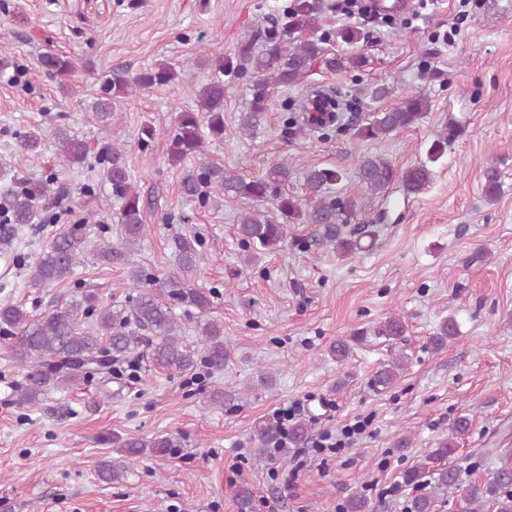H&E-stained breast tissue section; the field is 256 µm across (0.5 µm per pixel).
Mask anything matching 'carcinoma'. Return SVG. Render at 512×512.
Segmentation results:
<instances>
[{
	"instance_id": "obj_1",
	"label": "carcinoma",
	"mask_w": 512,
	"mask_h": 512,
	"mask_svg": "<svg viewBox=\"0 0 512 512\" xmlns=\"http://www.w3.org/2000/svg\"><path fill=\"white\" fill-rule=\"evenodd\" d=\"M334 8L327 0H289L266 17L255 38L242 42L235 52L218 61L215 74L209 83L202 86L197 97L200 109L183 112L171 137L169 158L179 161L190 154H199L205 144V135L220 138L224 135V77H238L251 73V100L247 111L240 114L239 126L243 133L251 134L261 123L267 103L279 86L293 85L301 81L317 64L329 71H345L360 68L365 63L361 54L328 55L323 47L324 38L314 36L323 13ZM39 64L48 74L68 76L75 63L67 57L50 51L40 55ZM175 77L172 67L161 65L129 79L121 73H114L105 79L104 96L93 102L91 109L101 129L112 131V98L128 94L134 87L146 89L169 83ZM428 109L423 95H410L401 103L385 112H377L370 118L357 114L348 124L353 135L362 139L387 137L419 122ZM342 129L336 117L316 112L306 115L291 108L284 120V136L295 137L318 130L325 136ZM462 125L451 121L435 135L426 150L425 159L403 170L396 169L380 156H364L357 164L356 175L359 183L375 195H386L393 185L400 186L407 196L426 190L432 183L435 164L446 153L450 143L459 133ZM53 146L57 156L66 165L85 163L89 149L87 142L64 128L55 131ZM100 176L111 185L112 196L122 201L118 223L121 224L122 247L108 242H89L81 232L80 225L74 224L62 230L51 244L29 267V280L34 286H44L62 281L72 275L81 264L84 255H92L107 262L126 259L130 249L140 241L145 232L144 212L141 197L134 188L126 166L124 153L119 146L108 143L98 155ZM288 164H272L261 177L246 178L230 172L221 166L200 163L199 172L182 179L181 191L187 198L204 201L207 190L224 193L229 199L270 201L279 212L283 223L277 224L256 210L239 216L238 234L249 248L259 253L272 252L288 241V225L310 224L314 227L312 240L336 248L351 255L365 249L362 244L363 231L360 228L347 230L350 223L348 211L352 202L340 200L336 185L343 179L341 170L334 167H310L304 173L307 194L314 199V205L304 208L303 203L283 191L287 182ZM485 196L497 199L501 174L491 163L484 166ZM54 182L34 180L20 175L16 169L0 172V237L10 239V227L14 224H32L39 212L47 213L45 222L58 218L55 208L59 207L54 198ZM176 253V267L179 272L160 281L141 267L132 269L130 280L141 288L131 307L114 312L109 306L100 304L93 293H84L73 302L58 307L41 318H32L21 306L0 305V334L11 336L15 341L10 346L9 359L28 368L26 384L16 391L14 402L18 406H34L52 386H64L89 376L91 368L107 372L129 357L135 345L145 343L153 365L189 373L197 361L192 346L183 343L178 333L179 325L172 310L175 302H185L207 314L212 305L210 293L182 288V276L196 269L203 261V255L196 248V242L183 236L173 240ZM161 288H156V285ZM93 320L94 330L80 327L79 319ZM199 336L204 345V360L215 372L224 369L229 352L224 343L221 326L211 320L197 324ZM407 325L404 318L396 315L379 322L373 335L385 338L387 342L404 340ZM459 334L455 318L447 317L430 337L436 350L444 348L448 340ZM404 370L400 359L390 360L375 372L374 386L377 390L393 388ZM211 401L218 406L231 405L239 399V393L232 389L214 388ZM254 438L258 442L254 457L262 460L268 446L279 443L281 432L278 426L257 422ZM310 436V426L304 420L293 423L289 430V441L296 447L304 444ZM174 448L173 440L157 435L147 441L140 438L126 439L118 452L126 459L124 470L142 456L152 453L166 455ZM454 445L443 442L432 450L412 469L403 473V482L417 485L427 476L435 479L437 487L448 490V495L460 494L464 499L465 512H480L485 503H490L493 512H512V453L497 448H486L488 455L499 454L500 466L490 473L483 484L460 486L459 469L443 464L454 453ZM236 502L238 512H253L252 491L243 482L237 486Z\"/></svg>"
}]
</instances>
